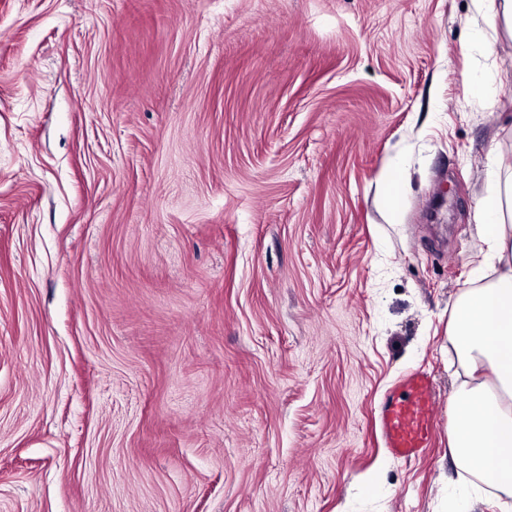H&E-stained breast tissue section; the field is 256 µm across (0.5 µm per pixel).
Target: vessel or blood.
<instances>
[{
    "label": "vessel or blood",
    "mask_w": 512,
    "mask_h": 512,
    "mask_svg": "<svg viewBox=\"0 0 512 512\" xmlns=\"http://www.w3.org/2000/svg\"><path fill=\"white\" fill-rule=\"evenodd\" d=\"M434 407L430 374L420 369L406 374L385 398L378 416L385 448L404 460L423 455L434 434Z\"/></svg>",
    "instance_id": "obj_1"
}]
</instances>
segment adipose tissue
<instances>
[{
  "instance_id": "obj_1",
  "label": "adipose tissue",
  "mask_w": 512,
  "mask_h": 512,
  "mask_svg": "<svg viewBox=\"0 0 512 512\" xmlns=\"http://www.w3.org/2000/svg\"><path fill=\"white\" fill-rule=\"evenodd\" d=\"M476 235L495 277L453 304L448 339L463 365L455 386L448 449L471 476L512 495V172L476 210Z\"/></svg>"
}]
</instances>
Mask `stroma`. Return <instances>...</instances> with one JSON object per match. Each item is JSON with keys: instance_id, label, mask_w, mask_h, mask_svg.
Instances as JSON below:
<instances>
[{"instance_id": "stroma-1", "label": "stroma", "mask_w": 512, "mask_h": 512, "mask_svg": "<svg viewBox=\"0 0 512 512\" xmlns=\"http://www.w3.org/2000/svg\"><path fill=\"white\" fill-rule=\"evenodd\" d=\"M481 25L472 0H0V512L466 496L448 328L512 163V37ZM413 368L436 432L406 462L377 415Z\"/></svg>"}]
</instances>
